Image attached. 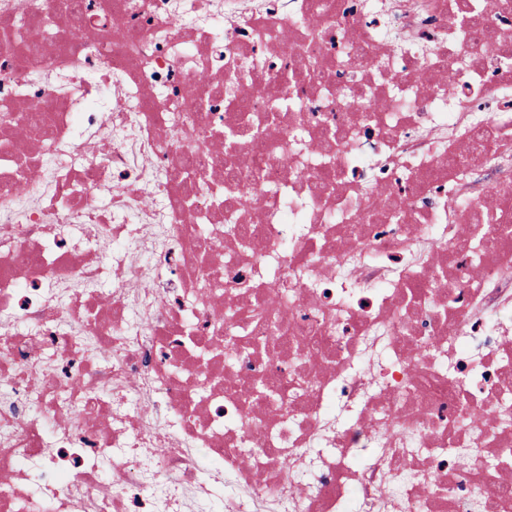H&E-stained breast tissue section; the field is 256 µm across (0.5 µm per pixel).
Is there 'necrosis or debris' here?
<instances>
[{"instance_id":"1","label":"necrosis or debris","mask_w":512,"mask_h":512,"mask_svg":"<svg viewBox=\"0 0 512 512\" xmlns=\"http://www.w3.org/2000/svg\"><path fill=\"white\" fill-rule=\"evenodd\" d=\"M472 3L0 0V512H512Z\"/></svg>"}]
</instances>
